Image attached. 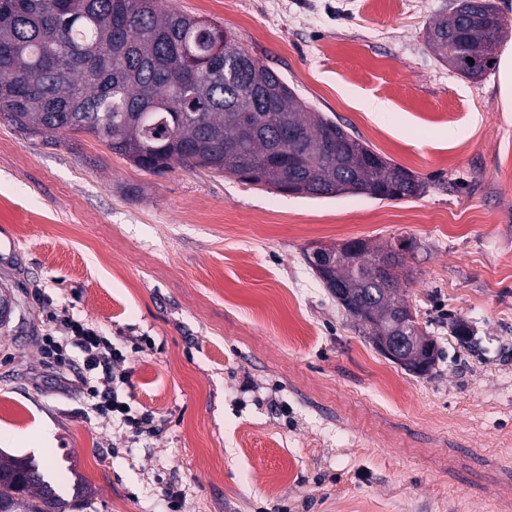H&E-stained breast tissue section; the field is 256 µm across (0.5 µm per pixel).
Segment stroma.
<instances>
[{"label":"stroma","mask_w":512,"mask_h":512,"mask_svg":"<svg viewBox=\"0 0 512 512\" xmlns=\"http://www.w3.org/2000/svg\"><path fill=\"white\" fill-rule=\"evenodd\" d=\"M451 0H164L219 24L312 109L428 182L417 199L285 194L139 170L87 134L0 121V454L66 512H512V100L427 49ZM386 111L372 112L367 102ZM411 238L401 298L441 357L380 354L306 261ZM127 341L138 441L99 416L50 313Z\"/></svg>","instance_id":"1"}]
</instances>
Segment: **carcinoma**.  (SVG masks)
Returning <instances> with one entry per match:
<instances>
[{
	"mask_svg": "<svg viewBox=\"0 0 512 512\" xmlns=\"http://www.w3.org/2000/svg\"><path fill=\"white\" fill-rule=\"evenodd\" d=\"M509 27L492 0H455L427 30V47L469 79L493 68ZM0 120L44 144L64 130L94 136L139 169L162 174L198 160L246 184H297V193L333 197L336 181L380 200L416 198L429 184L371 150L318 112L276 71L218 25L166 10L161 0H0ZM353 265L319 275L373 346L387 317L410 310L399 283L411 238L377 247L364 240ZM0 512H62L51 481L30 457L0 456Z\"/></svg>",
	"mask_w": 512,
	"mask_h": 512,
	"instance_id": "1",
	"label": "carcinoma"
}]
</instances>
